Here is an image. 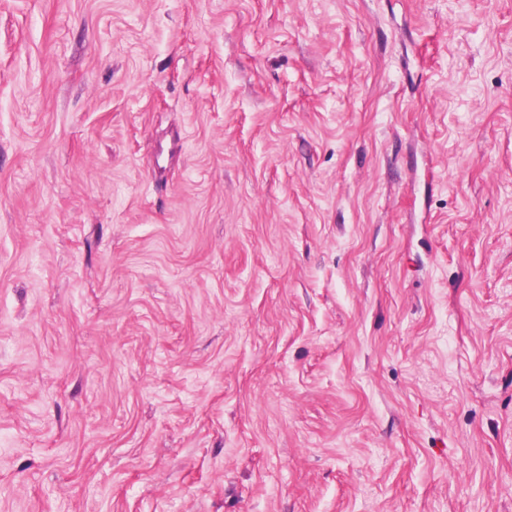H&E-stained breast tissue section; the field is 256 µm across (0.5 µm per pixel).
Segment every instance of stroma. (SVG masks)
Listing matches in <instances>:
<instances>
[{
    "label": "stroma",
    "mask_w": 512,
    "mask_h": 512,
    "mask_svg": "<svg viewBox=\"0 0 512 512\" xmlns=\"http://www.w3.org/2000/svg\"><path fill=\"white\" fill-rule=\"evenodd\" d=\"M0 512H512V0H0Z\"/></svg>",
    "instance_id": "1"
}]
</instances>
